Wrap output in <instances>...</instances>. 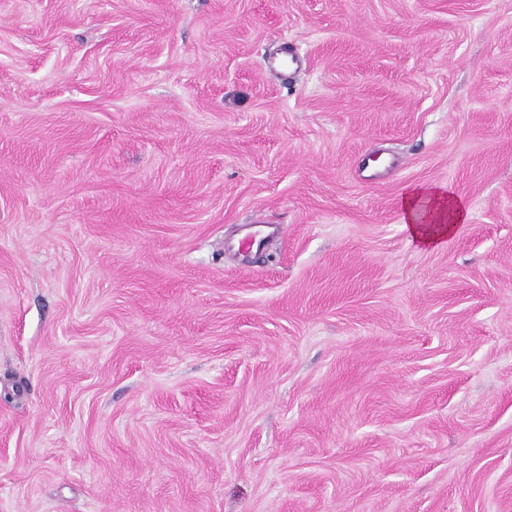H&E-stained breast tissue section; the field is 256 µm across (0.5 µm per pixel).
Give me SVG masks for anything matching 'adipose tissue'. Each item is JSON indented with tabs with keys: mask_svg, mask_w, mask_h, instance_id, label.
Returning a JSON list of instances; mask_svg holds the SVG:
<instances>
[{
	"mask_svg": "<svg viewBox=\"0 0 512 512\" xmlns=\"http://www.w3.org/2000/svg\"><path fill=\"white\" fill-rule=\"evenodd\" d=\"M398 206L402 228L419 247L434 248L465 223L469 209L465 202L443 187L416 184L404 188Z\"/></svg>",
	"mask_w": 512,
	"mask_h": 512,
	"instance_id": "obj_1",
	"label": "adipose tissue"
}]
</instances>
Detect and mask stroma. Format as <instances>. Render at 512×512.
Listing matches in <instances>:
<instances>
[{
	"mask_svg": "<svg viewBox=\"0 0 512 512\" xmlns=\"http://www.w3.org/2000/svg\"><path fill=\"white\" fill-rule=\"evenodd\" d=\"M0 512H512V0H0ZM398 206L402 228L421 248H435L469 218L465 202L444 187L416 184L402 191Z\"/></svg>",
	"mask_w": 512,
	"mask_h": 512,
	"instance_id": "1",
	"label": "stroma"
}]
</instances>
